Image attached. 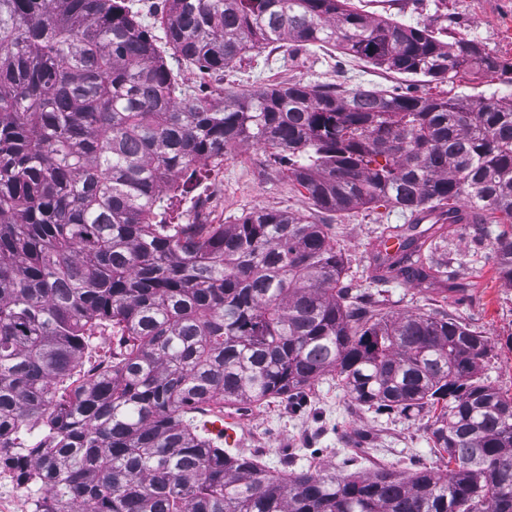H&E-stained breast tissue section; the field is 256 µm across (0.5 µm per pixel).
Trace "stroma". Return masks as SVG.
I'll return each mask as SVG.
<instances>
[{
  "label": "stroma",
  "mask_w": 512,
  "mask_h": 512,
  "mask_svg": "<svg viewBox=\"0 0 512 512\" xmlns=\"http://www.w3.org/2000/svg\"><path fill=\"white\" fill-rule=\"evenodd\" d=\"M373 18L423 26L442 39L465 38L512 61V0H352ZM172 67L191 89L206 88L211 102L223 105L228 88L246 90L270 82L299 80L309 86L352 89L359 86L418 96L464 94L512 95V84L486 76L425 84L347 58L333 49L269 47L247 53L220 75L191 72L181 62ZM205 178L194 198L175 203L180 219L202 213L207 223L232 224L256 209L311 216L324 225L346 265L344 284L386 316L445 314L460 319L490 341L479 374L502 393L512 395V284L500 279L491 244L498 224H451L438 242L449 272L467 282L466 296L449 290L445 279L419 289L403 281H378L372 251L386 228L403 226L408 217L386 206L347 212H314L302 188L288 181L271 149L242 143L223 163H203ZM435 411L417 416L370 409L347 396L336 377L327 375L292 399L252 407L251 418L237 431L240 447L259 463L281 470L325 469L339 474L393 468L412 473L428 467L446 469L448 456L431 449L429 426Z\"/></svg>",
  "instance_id": "obj_1"
}]
</instances>
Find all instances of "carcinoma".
Returning a JSON list of instances; mask_svg holds the SVG:
<instances>
[{
	"mask_svg": "<svg viewBox=\"0 0 512 512\" xmlns=\"http://www.w3.org/2000/svg\"><path fill=\"white\" fill-rule=\"evenodd\" d=\"M351 0H0V455L30 429L43 512H512V396L478 376L488 337L446 315L381 316L349 295L323 225L256 210L176 222L202 162L268 146L319 211L383 204L494 240L512 282V99L338 93L302 82L190 94L166 54L220 74L281 42L330 46L442 84L512 83L477 43L373 19ZM377 279L447 274L396 229ZM97 336L112 360L76 380ZM333 374L358 404L439 409L448 471L263 467L216 446L210 403L297 396Z\"/></svg>",
	"mask_w": 512,
	"mask_h": 512,
	"instance_id": "1",
	"label": "carcinoma"
}]
</instances>
